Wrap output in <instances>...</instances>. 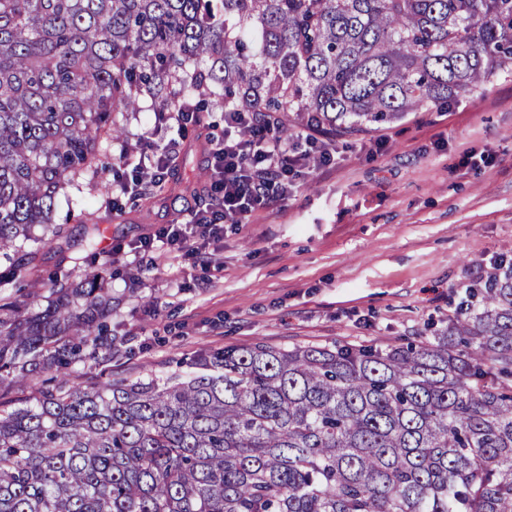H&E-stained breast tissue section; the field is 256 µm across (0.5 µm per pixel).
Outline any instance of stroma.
I'll list each match as a JSON object with an SVG mask.
<instances>
[{
  "label": "stroma",
  "mask_w": 512,
  "mask_h": 512,
  "mask_svg": "<svg viewBox=\"0 0 512 512\" xmlns=\"http://www.w3.org/2000/svg\"><path fill=\"white\" fill-rule=\"evenodd\" d=\"M156 107L117 112L121 140L102 144V168L76 179L57 199L62 238L28 242L36 254L5 293L46 305L52 278L79 283L89 264L106 268L112 333L129 352L113 378L186 371L200 351L261 342L399 345L419 342L459 315L464 283L512 259V78L450 108L425 107L357 138H337L336 165L301 179L287 201L225 226L210 245L209 269L162 243L133 253L166 224L186 222L212 171L196 129L154 125ZM153 130L171 148L167 183L140 194L102 195L114 176L131 178L121 156L138 159L137 136ZM385 140L381 154L368 143ZM489 163L463 167V151ZM99 227L87 245L77 215ZM39 280L36 292L27 284Z\"/></svg>",
  "instance_id": "obj_1"
}]
</instances>
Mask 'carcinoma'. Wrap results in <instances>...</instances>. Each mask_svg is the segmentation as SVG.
I'll return each instance as SVG.
<instances>
[{
  "label": "carcinoma",
  "mask_w": 512,
  "mask_h": 512,
  "mask_svg": "<svg viewBox=\"0 0 512 512\" xmlns=\"http://www.w3.org/2000/svg\"><path fill=\"white\" fill-rule=\"evenodd\" d=\"M512 74V0H0V260L92 169L114 112L190 103L331 136ZM103 271L46 307L0 297V512H512V262L430 338L254 344L188 371L112 368ZM101 370V366L97 365L93 360H88L74 368L71 381L74 385H87L94 380L105 379L107 375Z\"/></svg>",
  "instance_id": "1"
}]
</instances>
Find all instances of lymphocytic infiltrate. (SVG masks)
Segmentation results:
<instances>
[{
  "mask_svg": "<svg viewBox=\"0 0 512 512\" xmlns=\"http://www.w3.org/2000/svg\"><path fill=\"white\" fill-rule=\"evenodd\" d=\"M273 124L254 112L224 115V138L207 149L215 177L205 193L208 208L192 211L189 225L169 224L156 238L141 241L144 249L161 242L169 250L203 259L224 227L240 224L253 212L285 200L304 170L332 166L336 151L320 133L307 130L294 139L272 132Z\"/></svg>",
  "mask_w": 512,
  "mask_h": 512,
  "instance_id": "1",
  "label": "lymphocytic infiltrate"
}]
</instances>
